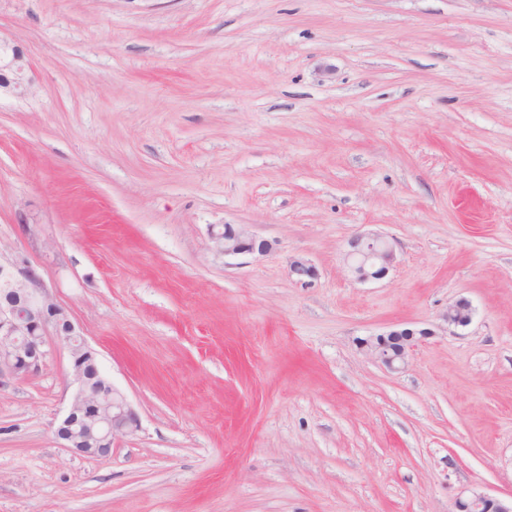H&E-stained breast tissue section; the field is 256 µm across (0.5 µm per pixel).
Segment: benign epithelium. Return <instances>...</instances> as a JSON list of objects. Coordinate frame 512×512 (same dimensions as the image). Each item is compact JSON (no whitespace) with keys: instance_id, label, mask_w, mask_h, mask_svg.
I'll return each mask as SVG.
<instances>
[{"instance_id":"benign-epithelium-1","label":"benign epithelium","mask_w":512,"mask_h":512,"mask_svg":"<svg viewBox=\"0 0 512 512\" xmlns=\"http://www.w3.org/2000/svg\"><path fill=\"white\" fill-rule=\"evenodd\" d=\"M31 64L24 52L11 46L0 57V93L27 95L33 79ZM216 249L226 257L263 254L272 249L267 240H258L243 228L224 225L211 233ZM394 261L393 244L376 234H359L348 241L345 262L349 274L358 281L385 278ZM442 320L450 327H466L472 307L460 298L448 305ZM53 334L69 351L73 392L69 408L55 428L64 448L87 456L105 457L115 439L138 430L139 421L125 395L103 375L96 352L83 337L69 313L46 288L35 270L0 260V377L27 378L41 368L47 351L45 336ZM428 329L396 328L360 341V348L388 370L408 365L412 350ZM457 512H512V499L502 500L481 491L458 499Z\"/></svg>"}]
</instances>
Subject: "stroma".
<instances>
[{
    "label": "stroma",
    "mask_w": 512,
    "mask_h": 512,
    "mask_svg": "<svg viewBox=\"0 0 512 512\" xmlns=\"http://www.w3.org/2000/svg\"><path fill=\"white\" fill-rule=\"evenodd\" d=\"M0 38L35 75L0 97V257L139 419L59 447L47 337L0 379V512L512 497V0H0ZM225 224L271 250L217 253ZM359 233L393 242L386 279L347 274ZM397 327L431 334L392 372L359 343ZM442 320L448 327H465L471 323L472 307L468 300L460 298L448 305Z\"/></svg>",
    "instance_id": "1"
}]
</instances>
